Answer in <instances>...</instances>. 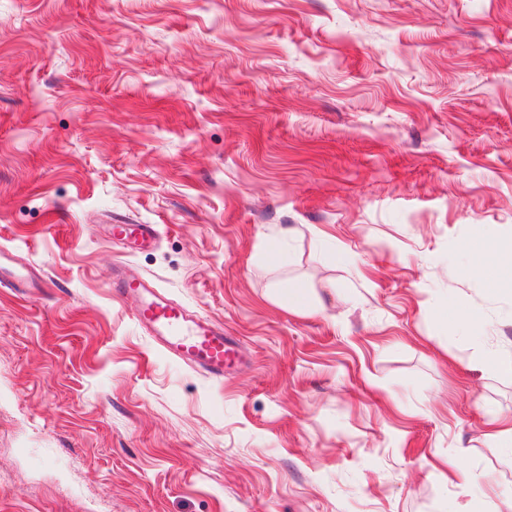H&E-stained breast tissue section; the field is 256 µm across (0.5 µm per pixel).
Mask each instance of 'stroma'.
I'll return each instance as SVG.
<instances>
[{
    "label": "stroma",
    "mask_w": 512,
    "mask_h": 512,
    "mask_svg": "<svg viewBox=\"0 0 512 512\" xmlns=\"http://www.w3.org/2000/svg\"><path fill=\"white\" fill-rule=\"evenodd\" d=\"M490 242L512 0H0V246L45 283L0 285V512H490L448 479L512 488V373L480 363L512 281L462 266ZM121 268L235 336L224 380ZM110 236L122 243L149 244L159 237L155 224H111ZM489 432L487 436L499 447L509 448L512 451V416L491 413L488 420Z\"/></svg>",
    "instance_id": "1"
}]
</instances>
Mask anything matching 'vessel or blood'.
<instances>
[{
  "mask_svg": "<svg viewBox=\"0 0 512 512\" xmlns=\"http://www.w3.org/2000/svg\"><path fill=\"white\" fill-rule=\"evenodd\" d=\"M110 236L118 242L143 245L156 241L159 230L154 224H114ZM115 288L123 294L140 295L135 317L168 355L216 378L223 377L226 368L235 363L236 343L225 334L222 325L203 316L190 315L188 309L160 293L153 283L122 277L116 281Z\"/></svg>",
  "mask_w": 512,
  "mask_h": 512,
  "instance_id": "b4317fda",
  "label": "vessel or blood"
}]
</instances>
